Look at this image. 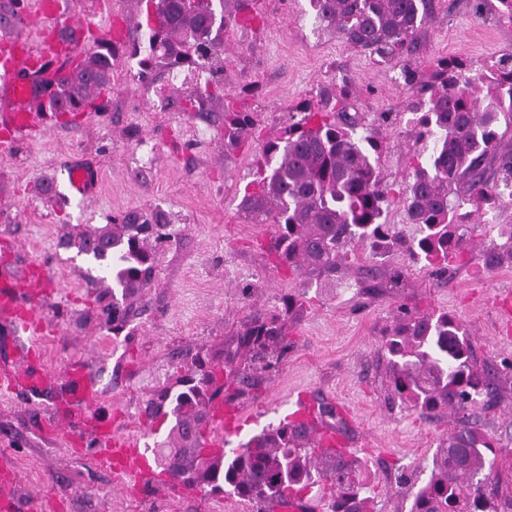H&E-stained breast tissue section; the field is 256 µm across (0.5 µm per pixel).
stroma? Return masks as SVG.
I'll list each match as a JSON object with an SVG mask.
<instances>
[{
    "mask_svg": "<svg viewBox=\"0 0 512 512\" xmlns=\"http://www.w3.org/2000/svg\"><path fill=\"white\" fill-rule=\"evenodd\" d=\"M76 21L122 41L140 37L141 0H62ZM435 19L423 34L431 59H456L472 67L512 51V25L477 17L474 0H434ZM264 17L251 27L229 26L224 35L225 89L243 93L258 114L257 145L224 147V101L192 112L195 79L156 68L142 79L136 59L120 57L105 111L54 116L44 138L17 142L0 153V243L13 244L19 264L45 263L57 274V291L46 301L53 332L33 337L42 351L36 372L57 376L75 361L90 370L103 405L119 416V427L163 440L168 422L147 419L144 404L174 377L182 354L217 349L256 314L276 310L283 295H302L306 311L288 324L291 347L277 371L259 378L238 400L245 414L240 431L226 437L225 453L270 425L286 420L293 398L307 392L343 412V433L355 456L371 469L366 490L373 512H409L413 492L427 479L440 438L456 420L445 411L426 415L393 400L380 351L394 327L397 309L448 313L467 330L478 370H499V398L482 422L498 448L499 495L512 499V334L502 331L500 299L512 294V264L483 265L490 243L512 236V200L476 213L491 225L490 237L474 235L444 280H437L394 253L375 262L355 251L335 283L275 266L269 251L273 227L248 223L238 210L257 172L260 142L275 139L299 102L321 87L350 76L367 128L381 144L387 181L401 186L409 159L433 147L418 139L410 121L411 94L391 66L356 53L320 26L309 0H255ZM98 168L97 191L69 192L66 161ZM64 194L48 202L42 180ZM163 211L172 239L157 252L155 280L134 305L126 334L113 335L99 318L112 291L87 277L89 264L63 237L78 238L130 211ZM375 268L380 290L363 292V273ZM403 267L402 287L387 284L390 269ZM55 387L28 392L0 386V449L17 459L21 480L14 492L21 505L39 502L53 512H258L229 494L198 490L177 494L160 488L135 493L89 454L71 449L77 423L53 410Z\"/></svg>",
    "mask_w": 512,
    "mask_h": 512,
    "instance_id": "stroma-1",
    "label": "stroma"
}]
</instances>
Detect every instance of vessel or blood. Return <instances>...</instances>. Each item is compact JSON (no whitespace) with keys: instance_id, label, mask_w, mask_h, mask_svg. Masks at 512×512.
Here are the masks:
<instances>
[{"instance_id":"obj_1","label":"vessel or blood","mask_w":512,"mask_h":512,"mask_svg":"<svg viewBox=\"0 0 512 512\" xmlns=\"http://www.w3.org/2000/svg\"><path fill=\"white\" fill-rule=\"evenodd\" d=\"M87 45L81 35H73L56 46H42L32 41L10 42L0 48V150L9 149L15 142L31 138L45 121L41 110L47 105L45 95L38 93V85L52 76L66 73L65 59L79 58L86 54ZM99 182L93 167L71 164L69 188L71 193L82 196L92 193ZM13 247H0V321L5 322L16 336H33L48 331L49 323L40 315L42 290L55 287L56 274L49 266L31 263L15 264L11 255ZM10 387L39 391L49 382V376H33L22 365H15L6 374ZM63 387L55 401L62 416H69L75 409L84 412L82 430L78 435L80 445H92L99 463L112 473L133 478L136 489L172 486V478H159L148 461V450L135 434L120 432L114 426L111 408L96 405V385L85 365L73 364L63 374ZM294 416L316 427L315 437L319 447L339 449L346 440L319 424L318 415L306 394H298L294 402ZM210 420L215 430L208 447L211 452L223 451L224 436L237 433L242 414L223 401L210 407ZM20 478L16 459L7 451H0V512H21L20 503L13 489Z\"/></svg>"}]
</instances>
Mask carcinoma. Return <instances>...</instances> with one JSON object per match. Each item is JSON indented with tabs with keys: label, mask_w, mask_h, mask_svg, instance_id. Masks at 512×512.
Here are the masks:
<instances>
[{
	"label": "carcinoma",
	"mask_w": 512,
	"mask_h": 512,
	"mask_svg": "<svg viewBox=\"0 0 512 512\" xmlns=\"http://www.w3.org/2000/svg\"><path fill=\"white\" fill-rule=\"evenodd\" d=\"M21 0H0V27L18 21ZM146 0L148 47L125 46L139 58L141 72L165 66L179 72L207 70L211 80L189 99L203 109L217 97L224 32L232 23L253 25L261 15L250 0ZM320 24L352 49L397 63L412 93V114L421 135L434 138L426 154L411 158L398 192L411 240L387 222L392 188L384 181L380 145L363 129L353 81L324 86L317 101L298 103L284 133L261 146L263 162L244 190L238 209L253 224H271V252L278 266L318 282L334 281L351 248L359 245L382 258L408 253L436 279L469 240V205L478 212L512 197V52L474 71L457 62L421 59L422 35L435 16L433 0H310ZM119 48L100 40L87 64L58 79L51 101L58 112H85L93 92L112 83ZM255 123L245 106L224 108V146L251 145ZM160 212L128 211L116 224L97 227L78 241L80 253L112 278V302L103 308L112 334L125 331L133 301L151 287L155 246L170 241ZM489 269L512 263V244L484 251ZM297 294L282 297L270 315L246 323L219 349L197 352L170 383L146 402L151 420H171L157 449L166 472L184 487L229 493L254 503H284L317 492L328 512H369L365 488L369 469L353 455L316 445L304 424L283 421L251 437L232 455L208 451L209 407L217 397L231 402L255 386V371L272 372L288 353V321L304 314ZM393 398L420 411L453 410L455 426L436 449L427 481L409 512H499L493 437L479 413L497 393V376L474 367L472 342L448 314L416 315L398 308L394 328L382 342Z\"/></svg>",
	"instance_id": "1"
}]
</instances>
